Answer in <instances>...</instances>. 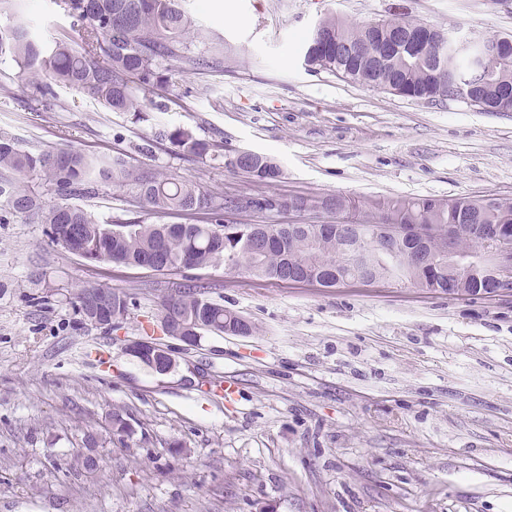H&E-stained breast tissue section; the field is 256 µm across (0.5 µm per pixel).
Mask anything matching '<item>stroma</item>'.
<instances>
[{
	"label": "stroma",
	"instance_id": "1",
	"mask_svg": "<svg viewBox=\"0 0 512 512\" xmlns=\"http://www.w3.org/2000/svg\"><path fill=\"white\" fill-rule=\"evenodd\" d=\"M32 34L79 46L55 0H25ZM193 41L163 88L114 112L58 84L45 103L0 60V129L33 153L123 154L131 173L192 181L218 199H512V112L428 103L305 66L299 36L333 15L395 13L475 44L512 34L495 0H182ZM216 144L189 158L160 132ZM156 140L151 155L138 151ZM269 158L276 181L230 165ZM102 223L145 211L130 187L66 197ZM195 281L253 326L190 347L161 300ZM126 295L117 326L85 321L78 289ZM149 339L176 367L128 354ZM234 383V400L224 397ZM128 437L109 430L113 413ZM97 433L94 468L81 464ZM0 512H512V290L451 296L410 282L289 285L223 267L165 273L90 263L24 217L0 223Z\"/></svg>",
	"mask_w": 512,
	"mask_h": 512
}]
</instances>
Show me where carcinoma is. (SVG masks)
Returning a JSON list of instances; mask_svg holds the SVG:
<instances>
[{
	"instance_id": "obj_1",
	"label": "carcinoma",
	"mask_w": 512,
	"mask_h": 512,
	"mask_svg": "<svg viewBox=\"0 0 512 512\" xmlns=\"http://www.w3.org/2000/svg\"><path fill=\"white\" fill-rule=\"evenodd\" d=\"M64 11L82 31L78 48L62 40L53 43L35 38L25 23L24 0H0V12H11L13 26L0 28V58L9 57L30 73L36 89L52 92V85L62 84L98 99L114 112L137 108L132 84L145 89L162 86L159 66L164 61L182 57L189 48L188 20L179 0H60ZM420 30V23L410 19L386 18L378 24H353L334 16L322 19L304 40L305 65L326 70L352 83L385 90L392 87L398 94L415 99L438 98L448 93V80L457 79L473 86L489 112H512V55L503 58L489 72L476 69L474 52L433 46L425 52L404 49L384 54L385 46L401 28ZM348 46L354 54L336 57V45ZM169 141L182 154L198 158L207 156L212 144L197 138L191 131L175 129ZM16 175L13 181L0 180V199L5 200L6 214H22L37 224L48 226L51 241L66 252L90 262H108L144 267L157 252H162L172 269L224 266L228 271L244 270L254 276L277 278L284 266L302 278L332 281L353 278L360 271L342 263V250L356 242V235L331 234L318 240H293L278 235L279 244L266 251L255 250L247 238L233 235L222 222L224 204L193 183L172 175L141 173L135 177L125 158H96L74 150L52 149L33 154L21 147L7 131L0 129V171ZM238 170L260 181H274L280 170L268 158L246 154ZM38 179L59 194L82 191L85 182L100 184L130 182L149 211L187 214L204 213V224H146L129 221L101 224L91 213L74 206L40 203L25 181ZM375 211L396 224H452L458 216L469 217L472 224H511L512 203L496 198L471 201L465 196L452 199H399L375 207ZM402 244L378 252V272L398 281L435 292H448V271L436 266L418 272L404 266ZM459 249L476 259L482 251L480 236L466 233ZM469 295L485 292L492 278L482 270H473ZM112 297V309L126 316V296L110 287L88 285L78 292L79 311L102 291ZM173 325L208 329L232 335H247L251 325L233 311L205 296L204 286L185 285L175 299L161 303Z\"/></svg>"
}]
</instances>
